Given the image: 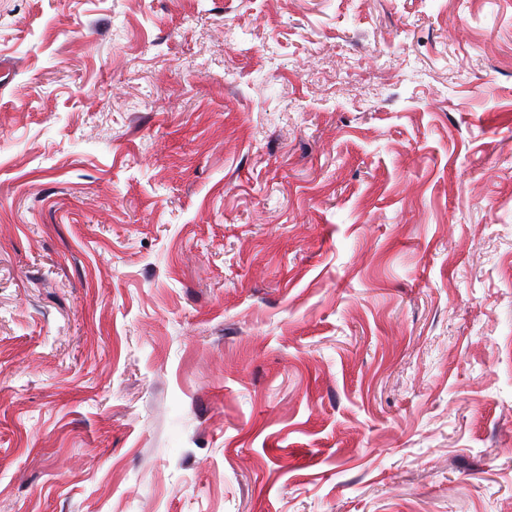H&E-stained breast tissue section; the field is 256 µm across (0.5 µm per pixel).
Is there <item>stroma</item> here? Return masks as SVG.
I'll return each instance as SVG.
<instances>
[{
	"instance_id": "1",
	"label": "stroma",
	"mask_w": 512,
	"mask_h": 512,
	"mask_svg": "<svg viewBox=\"0 0 512 512\" xmlns=\"http://www.w3.org/2000/svg\"><path fill=\"white\" fill-rule=\"evenodd\" d=\"M512 0H0V512H512Z\"/></svg>"
}]
</instances>
